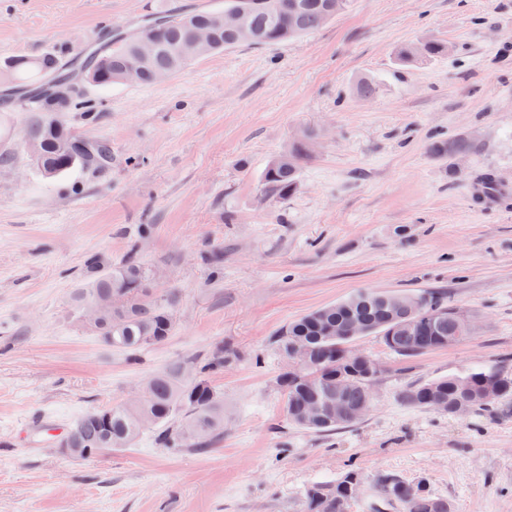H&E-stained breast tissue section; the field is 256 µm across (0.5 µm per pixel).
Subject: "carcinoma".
<instances>
[{"label":"carcinoma","mask_w":512,"mask_h":512,"mask_svg":"<svg viewBox=\"0 0 512 512\" xmlns=\"http://www.w3.org/2000/svg\"><path fill=\"white\" fill-rule=\"evenodd\" d=\"M351 0H224V8L191 14H158L150 19L158 48L142 70L139 84H158L181 71L195 59L189 52L197 27L210 25L214 35L211 52L239 45L267 46L300 37L322 27L345 13ZM248 13L244 37L224 26V13L232 10ZM138 35L119 36L107 32L82 56L66 59L57 54L15 55L0 62V85L8 96L19 97L25 111L31 113L25 130L28 145L40 147L35 165L47 177H60L76 169L94 170L78 150L65 152L62 141L77 144L83 136L57 121L60 111L77 107L92 112V100L78 95L61 109L50 98L55 79H95L94 85L106 88L120 82L123 68L131 60ZM448 54V45L427 40L403 46L397 53L401 64L433 59ZM476 143L471 138L440 139L431 143L430 152L447 155L471 154ZM300 149L292 147L273 158L263 180L267 189L286 197L298 188ZM137 248L114 265L101 253L89 254L84 273L69 295L70 304L81 312L92 303L108 299L91 327L108 345L132 355L139 350L165 343L177 329L170 309L159 303L151 287L149 271L136 259ZM411 300L422 303L419 323L410 328L411 315L405 309ZM353 320L364 323L366 335L383 338L397 356L413 358L459 342L471 335L473 324L448 307L445 297L433 292H382L359 290L348 298L316 308L288 322L276 334L275 349L283 360L298 346L306 349L308 368L300 373L286 366L276 379L285 396L288 423L313 433L330 434L353 426L360 417L326 415L312 420L305 408L323 403L336 395L337 378L349 375V345L358 340L345 335ZM225 360L208 355L189 361L173 362L150 375L144 382L147 397L92 410L74 422L66 432L62 447L77 457L98 456L130 446L147 427L157 430L158 444L164 448L201 447L212 444L224 432V397L212 384L213 374L224 369ZM369 382L354 378L341 394L343 409H357L368 399ZM402 402L417 409L434 410L437 402L448 406L442 415H504L512 399V372L506 368L469 371L462 375L434 379L406 387ZM362 482V474L351 469L331 482H318L304 493L305 512H349ZM379 504L397 505L404 512H453L446 498L436 496L425 478L406 481L384 474L376 482Z\"/></svg>","instance_id":"obj_1"}]
</instances>
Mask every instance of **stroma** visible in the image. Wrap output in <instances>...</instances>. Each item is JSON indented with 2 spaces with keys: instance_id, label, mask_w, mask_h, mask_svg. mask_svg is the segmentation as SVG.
I'll list each match as a JSON object with an SVG mask.
<instances>
[{
  "instance_id": "1",
  "label": "stroma",
  "mask_w": 512,
  "mask_h": 512,
  "mask_svg": "<svg viewBox=\"0 0 512 512\" xmlns=\"http://www.w3.org/2000/svg\"><path fill=\"white\" fill-rule=\"evenodd\" d=\"M224 0H0V59L71 58L102 27L138 32L156 12ZM433 39L448 55L398 64ZM381 84L357 95L358 79ZM94 119L63 113L112 147L101 172L42 177L21 103L0 112V512H302L303 493L356 466L350 512H371L383 474L425 478L454 512H512V416L444 417L401 391L512 362V205L482 210L473 180L512 184V0H353L307 36L196 59L163 83L85 86ZM471 138L437 157L436 139ZM304 151L287 197L264 186L269 161ZM177 329L137 360L107 346L68 297L86 256L130 247ZM223 254L221 272L209 256ZM361 289L444 291L475 335L404 360L377 336L355 347L383 368L372 411L321 435L290 425L275 386V333ZM221 348L212 378L224 434L171 449L145 430L127 448L65 455L58 431L132 398L169 363ZM476 149V143L471 138L440 139L431 143L430 152L440 157L458 154H471Z\"/></svg>"
}]
</instances>
